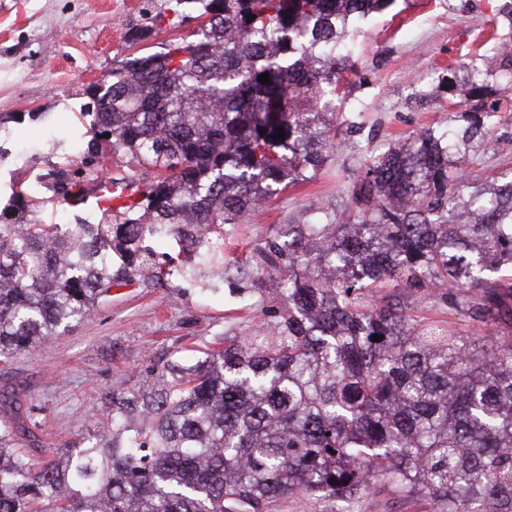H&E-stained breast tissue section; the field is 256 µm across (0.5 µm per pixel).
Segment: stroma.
<instances>
[{
  "label": "stroma",
  "instance_id": "35a3bbf8",
  "mask_svg": "<svg viewBox=\"0 0 512 512\" xmlns=\"http://www.w3.org/2000/svg\"><path fill=\"white\" fill-rule=\"evenodd\" d=\"M499 0H395L361 21L355 55L360 75L342 88L337 110L361 128L309 181L288 186L224 227V258L248 264L253 249L289 216L313 206L340 204V192L365 158L447 120L466 90L457 68L482 65ZM175 0H0V213L17 214L12 198L41 188L33 199L47 224L61 212L97 219L98 175L89 155L63 142L78 127L90 87L126 58L161 51L173 37L190 38L199 21L177 28ZM145 39L134 40L138 31ZM480 179L512 168V111L485 140ZM67 172L81 199L66 204L53 171ZM261 293L206 288L195 281L112 288L97 311L34 350L0 360V395L32 414L35 440L19 446L34 463L48 449L95 433L106 421L112 394L131 390L139 373L175 357L195 359L221 337L246 334L262 320ZM272 512H433L421 498L379 482L351 503L295 493Z\"/></svg>",
  "mask_w": 512,
  "mask_h": 512
}]
</instances>
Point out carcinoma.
Listing matches in <instances>:
<instances>
[{
	"mask_svg": "<svg viewBox=\"0 0 512 512\" xmlns=\"http://www.w3.org/2000/svg\"><path fill=\"white\" fill-rule=\"evenodd\" d=\"M393 3L176 0L201 18L194 40L170 39L93 85L89 155L158 174L97 224H0V357L138 277L274 281L276 295L248 335L147 370L112 397L102 430L38 468L15 450L30 415L1 423L0 512H270L294 493L348 502L380 477L434 512H512V334H465L407 302L424 291L474 322L512 325V285L496 277L512 269V170L467 176L500 123L495 105L374 157L343 210L279 225L249 265L190 249V225L239 223L341 146L334 99L357 68L350 32ZM493 23L500 55L471 72L476 97L501 74V93L512 90V0ZM154 240L175 241L166 260Z\"/></svg>",
	"mask_w": 512,
	"mask_h": 512,
	"instance_id": "1",
	"label": "carcinoma"
}]
</instances>
